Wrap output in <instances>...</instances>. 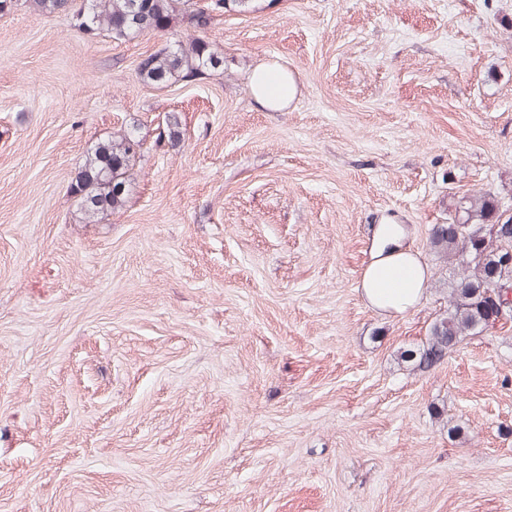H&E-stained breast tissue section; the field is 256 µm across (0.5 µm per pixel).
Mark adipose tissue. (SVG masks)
Instances as JSON below:
<instances>
[{
    "instance_id": "obj_1",
    "label": "adipose tissue",
    "mask_w": 512,
    "mask_h": 512,
    "mask_svg": "<svg viewBox=\"0 0 512 512\" xmlns=\"http://www.w3.org/2000/svg\"><path fill=\"white\" fill-rule=\"evenodd\" d=\"M251 88L258 104L278 111L294 96L296 81L286 69L270 62L254 69ZM403 239L402 225H378L375 253L359 283L368 305L392 316L403 314L421 302L428 279L427 265L418 253L406 248Z\"/></svg>"
}]
</instances>
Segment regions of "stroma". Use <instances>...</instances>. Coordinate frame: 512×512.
<instances>
[{
    "instance_id": "35a3bbf8",
    "label": "stroma",
    "mask_w": 512,
    "mask_h": 512,
    "mask_svg": "<svg viewBox=\"0 0 512 512\" xmlns=\"http://www.w3.org/2000/svg\"><path fill=\"white\" fill-rule=\"evenodd\" d=\"M192 33L0 13V512H512V320L398 359L447 306L449 194L512 199V0H255L206 33L223 69L138 79ZM132 127L128 202L85 223L87 152ZM388 218L430 269L397 316L358 288ZM253 96L258 104L270 111L283 109L296 92L294 77L275 62L264 63L251 76Z\"/></svg>"
}]
</instances>
